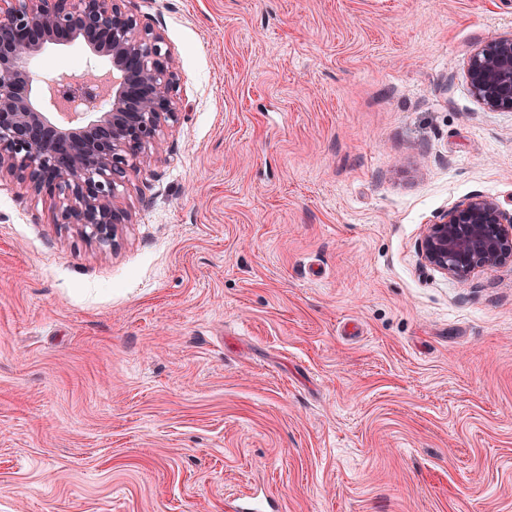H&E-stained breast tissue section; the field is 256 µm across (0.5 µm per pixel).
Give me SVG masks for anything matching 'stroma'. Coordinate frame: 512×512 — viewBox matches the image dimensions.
Wrapping results in <instances>:
<instances>
[{"instance_id": "obj_1", "label": "stroma", "mask_w": 512, "mask_h": 512, "mask_svg": "<svg viewBox=\"0 0 512 512\" xmlns=\"http://www.w3.org/2000/svg\"><path fill=\"white\" fill-rule=\"evenodd\" d=\"M180 121L115 247L0 181V512H512V265H425L512 210L471 95L512 0H127ZM424 263L458 280L512 262V213L472 194L428 225L418 245Z\"/></svg>"}]
</instances>
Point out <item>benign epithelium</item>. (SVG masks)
Instances as JSON below:
<instances>
[{"mask_svg": "<svg viewBox=\"0 0 512 512\" xmlns=\"http://www.w3.org/2000/svg\"><path fill=\"white\" fill-rule=\"evenodd\" d=\"M125 2L0 0V180L54 200L53 223L99 247L113 246L119 225L131 221L119 188L182 114L164 36ZM80 37L92 57L109 60L112 80L89 65L80 80L58 75L34 99L31 60ZM465 75L486 109L512 112V36L479 42ZM418 250L458 280L511 263L512 213L472 194L428 225Z\"/></svg>", "mask_w": 512, "mask_h": 512, "instance_id": "obj_1", "label": "benign epithelium"}]
</instances>
